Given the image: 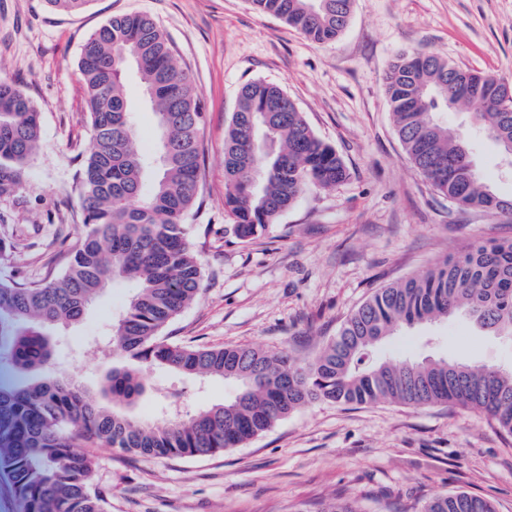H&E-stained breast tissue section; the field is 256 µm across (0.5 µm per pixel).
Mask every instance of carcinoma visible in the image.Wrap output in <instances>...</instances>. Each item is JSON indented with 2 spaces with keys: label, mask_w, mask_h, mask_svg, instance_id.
Returning <instances> with one entry per match:
<instances>
[{
  "label": "carcinoma",
  "mask_w": 512,
  "mask_h": 512,
  "mask_svg": "<svg viewBox=\"0 0 512 512\" xmlns=\"http://www.w3.org/2000/svg\"><path fill=\"white\" fill-rule=\"evenodd\" d=\"M89 0H47L79 12ZM316 42L336 39L351 18L352 0H251ZM134 67L155 115L157 166L137 138L125 75ZM92 148L75 172L84 234L61 253L56 281H0V358L22 375L0 384V476L17 512H108L96 487L101 441L142 459L194 458L238 448L322 401L365 405L448 404L487 415L512 435V370L444 359L406 357L376 362L371 352L403 326L466 317L477 328L512 338V240L486 239L426 273L377 289L350 313L316 357L254 346L210 348L168 341L163 328L194 303L202 271L186 219L199 199L203 107L179 70L159 26L140 14L110 18L85 40L80 54ZM479 75L438 54L402 52L386 75L397 133L415 167L441 194L464 208L512 214L481 182L467 140L453 138L436 115L463 106L499 151L512 156V99L475 95L463 83ZM41 113L26 88L0 81V197L19 189L35 155ZM225 206L236 239L263 235L310 186L346 178L335 149L322 142L279 85L255 80L239 90L224 145ZM117 280L137 282L110 341L119 362L100 393L50 371L54 346L46 328L79 324L93 299ZM183 376L232 379L236 395L193 415L168 403V413L134 417L146 395L140 368ZM421 512H495L468 492L437 496Z\"/></svg>",
  "instance_id": "obj_1"
}]
</instances>
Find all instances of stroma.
<instances>
[{
  "label": "stroma",
  "mask_w": 512,
  "mask_h": 512,
  "mask_svg": "<svg viewBox=\"0 0 512 512\" xmlns=\"http://www.w3.org/2000/svg\"><path fill=\"white\" fill-rule=\"evenodd\" d=\"M151 17L197 90L203 112L202 207L189 237L202 270L198 299L164 330L203 347L260 346L314 357L340 323L392 281L418 276L484 239H512V217L464 209L409 161L390 111L385 74L403 51L512 81V0H354L350 22L319 44L249 0H90L76 14L44 0H0V77L23 84L41 112L39 148L14 198H0V234L23 247L0 279L60 278L46 251L83 236L73 173L91 146L82 45L116 15ZM282 86L314 133L342 156L347 179L311 188L247 244L224 206V137L247 82ZM466 136L483 181L512 199V164L466 110L444 114ZM135 291L105 290L77 326L58 332L55 368L96 388L112 365L106 333ZM449 360L512 368V340L465 318L400 330L374 358ZM152 388L181 392L183 412L222 403L232 381L143 367ZM110 512H325L339 501L362 512H420L432 497L465 491L512 512V437L485 415L445 404L316 402L239 448L184 459L132 462L93 450Z\"/></svg>",
  "instance_id": "stroma-1"
}]
</instances>
